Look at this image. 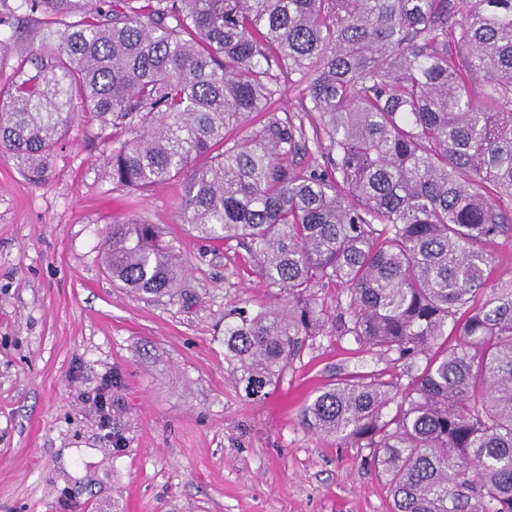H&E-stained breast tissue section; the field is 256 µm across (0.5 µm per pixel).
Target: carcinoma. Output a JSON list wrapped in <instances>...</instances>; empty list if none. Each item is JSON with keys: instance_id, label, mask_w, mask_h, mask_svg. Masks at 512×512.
<instances>
[{"instance_id": "carcinoma-1", "label": "carcinoma", "mask_w": 512, "mask_h": 512, "mask_svg": "<svg viewBox=\"0 0 512 512\" xmlns=\"http://www.w3.org/2000/svg\"><path fill=\"white\" fill-rule=\"evenodd\" d=\"M145 2L0 0V61L14 60L0 151L39 184L75 112L133 130L112 182L184 180L181 223L243 245L287 297L224 312L244 396L310 338L394 353L406 386L343 379L306 424L370 449L391 512H512V277H492L486 250L512 239L497 205L512 200V0ZM294 74L311 138L272 107ZM311 142L319 160L290 164ZM104 265L138 294L183 276L159 228L131 219L112 224ZM324 283L345 293L333 309Z\"/></svg>"}]
</instances>
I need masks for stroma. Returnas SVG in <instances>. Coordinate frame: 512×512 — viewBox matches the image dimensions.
Segmentation results:
<instances>
[{"label":"stroma","instance_id":"stroma-1","mask_svg":"<svg viewBox=\"0 0 512 512\" xmlns=\"http://www.w3.org/2000/svg\"><path fill=\"white\" fill-rule=\"evenodd\" d=\"M126 138L77 116L38 185L0 153V512H390L368 449L337 446L302 408L350 376L407 384L402 363L319 336L245 398L224 313L282 297L242 246L181 224L182 181L113 184L106 157ZM126 219L174 242L173 295L106 277L108 229Z\"/></svg>","mask_w":512,"mask_h":512}]
</instances>
